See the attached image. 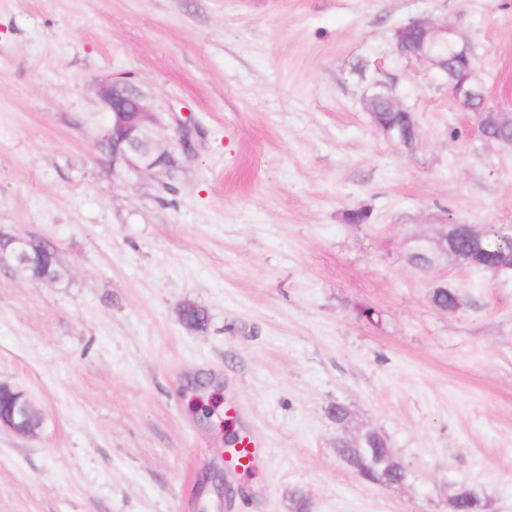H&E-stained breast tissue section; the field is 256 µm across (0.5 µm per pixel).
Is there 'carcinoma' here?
Here are the masks:
<instances>
[{
	"instance_id": "cac0c4a2",
	"label": "carcinoma",
	"mask_w": 512,
	"mask_h": 512,
	"mask_svg": "<svg viewBox=\"0 0 512 512\" xmlns=\"http://www.w3.org/2000/svg\"><path fill=\"white\" fill-rule=\"evenodd\" d=\"M448 55V80H460L470 71L467 62L457 58V41L448 36V42L439 46ZM448 255L469 268L499 273L512 268V226L496 224H471L467 228L459 224L448 225ZM410 262L422 268H429L437 258L424 243H419L409 256ZM34 281H52L58 277L56 257L50 248H45L41 258L25 267ZM430 300L439 310L453 313L462 305L458 289L441 284L431 290ZM182 324L190 329L203 328L207 315L201 307L185 303L179 308ZM336 454L350 462V468L364 483H378L381 471L388 470L394 480L407 479L403 466L389 462L391 449L386 438L375 428L362 432L359 447L352 448L343 436L336 438ZM489 503L484 496L473 489H461L448 497V512H488Z\"/></svg>"
}]
</instances>
